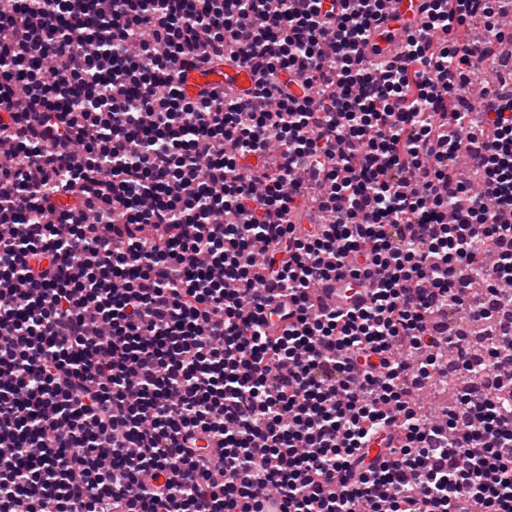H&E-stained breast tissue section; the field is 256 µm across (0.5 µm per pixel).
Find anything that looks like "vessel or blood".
Listing matches in <instances>:
<instances>
[{"instance_id": "1", "label": "vessel or blood", "mask_w": 512, "mask_h": 512, "mask_svg": "<svg viewBox=\"0 0 512 512\" xmlns=\"http://www.w3.org/2000/svg\"><path fill=\"white\" fill-rule=\"evenodd\" d=\"M425 0H383L382 18L373 28L366 44L367 56L381 55L389 59L400 57L408 33L416 29L422 18ZM221 84L244 90L252 86L253 74L243 67L226 72L207 68L193 72L186 83L187 90L196 86Z\"/></svg>"}]
</instances>
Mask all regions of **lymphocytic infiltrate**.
Wrapping results in <instances>:
<instances>
[{"label":"lymphocytic infiltrate","instance_id":"f902f5d3","mask_svg":"<svg viewBox=\"0 0 512 512\" xmlns=\"http://www.w3.org/2000/svg\"><path fill=\"white\" fill-rule=\"evenodd\" d=\"M379 8L0 0V512H512V96L457 104L512 32L427 0L374 63ZM224 84L225 89L233 86L240 90H245L253 85L252 72L243 67L234 68L231 74L218 68H207L205 70H196L188 78L186 89L193 91L196 86H212Z\"/></svg>","mask_w":512,"mask_h":512}]
</instances>
